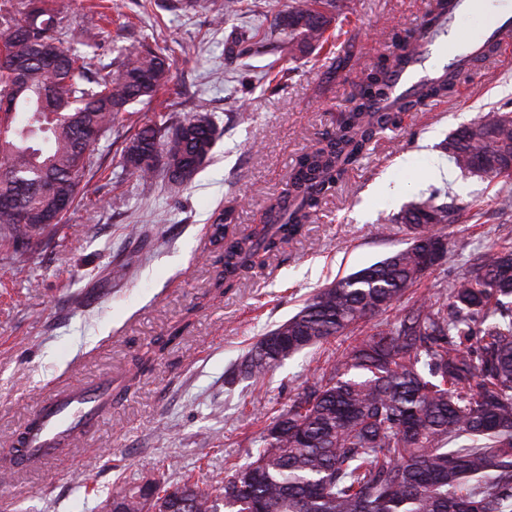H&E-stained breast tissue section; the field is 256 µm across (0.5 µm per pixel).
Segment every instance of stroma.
<instances>
[{
    "label": "stroma",
    "mask_w": 512,
    "mask_h": 512,
    "mask_svg": "<svg viewBox=\"0 0 512 512\" xmlns=\"http://www.w3.org/2000/svg\"><path fill=\"white\" fill-rule=\"evenodd\" d=\"M67 2L72 44L95 66L151 48L167 57L171 79L165 93L130 105L101 141L82 200L48 243L28 251L0 246V448L53 389L107 378L118 385L111 409L88 434L0 483V512H108L128 484L173 482L186 472L220 484L225 462L248 459L261 428L253 407L283 408L350 340L304 350L260 381L238 373L242 355L316 289L406 247V231L389 218L432 189L448 190L470 214L449 226L447 260L417 295L442 291L489 246H512V209L501 208L495 184L456 168L448 180L433 175L449 161L438 144L450 131L512 103L506 51L464 75L454 96L401 113L321 200L301 236L216 293L210 224L230 202L238 229L262 223L298 156L334 130L364 70L394 50V33L422 21L428 0H352L349 62L281 53L232 67L224 64L225 39L261 28L260 13L218 26L201 8L175 13L163 0L146 8L119 0L123 25L89 29L85 0ZM272 62L284 74L276 90L262 79ZM197 101L220 135L191 182L160 176L145 183L123 171L122 150L135 128L163 113L179 117ZM130 257L127 274L113 277ZM176 328L180 339L167 343ZM158 346L162 355L137 372L136 359Z\"/></svg>",
    "instance_id": "1"
}]
</instances>
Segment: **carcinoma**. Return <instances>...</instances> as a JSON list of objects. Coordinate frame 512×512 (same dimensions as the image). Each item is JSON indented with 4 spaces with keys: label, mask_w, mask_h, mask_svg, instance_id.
Masks as SVG:
<instances>
[{
    "label": "carcinoma",
    "mask_w": 512,
    "mask_h": 512,
    "mask_svg": "<svg viewBox=\"0 0 512 512\" xmlns=\"http://www.w3.org/2000/svg\"><path fill=\"white\" fill-rule=\"evenodd\" d=\"M247 6L224 0L214 19ZM347 8L348 0L272 6L267 29L235 37L226 59L322 50ZM67 18L61 0H0V242L17 250L65 223L100 141L129 105L169 81L166 58L151 49L92 78L88 59L68 45ZM404 63L389 53L369 69L336 129L291 168L261 228L235 231L233 207L224 208L209 236L223 261L217 285L234 286L253 256L273 255L298 236L397 113L456 93L460 74L450 73L424 84L415 100L373 110L388 99V71ZM218 136L198 102L163 130L145 125L131 134L122 167L146 183L160 169L188 183ZM38 137L47 149L32 145ZM440 149L465 173L512 179V107L480 114ZM462 210L437 189L411 202L390 222L414 243L318 289L261 337L239 364L255 380L307 348L359 333L263 426L249 460L225 467L223 487L189 475L152 482L153 512H512V248L488 247L434 299L412 296L424 278L423 241L447 239L443 228ZM406 297L394 321L362 331ZM141 491L134 483L118 495L126 512H143Z\"/></svg>",
    "instance_id": "cac0c4a2"
}]
</instances>
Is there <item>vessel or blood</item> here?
Listing matches in <instances>:
<instances>
[{
  "label": "vessel or blood",
  "mask_w": 512,
  "mask_h": 512,
  "mask_svg": "<svg viewBox=\"0 0 512 512\" xmlns=\"http://www.w3.org/2000/svg\"><path fill=\"white\" fill-rule=\"evenodd\" d=\"M511 30L512 0H453L447 18L411 32L412 50L406 64L388 76L393 93L398 97L417 93L424 83L463 69L486 43ZM112 394L108 381L79 390H57L0 455L9 459L13 469L22 470L62 451L111 408Z\"/></svg>",
  "instance_id": "1"
}]
</instances>
